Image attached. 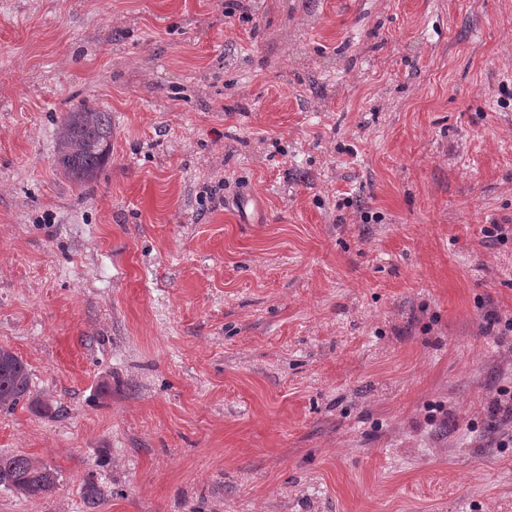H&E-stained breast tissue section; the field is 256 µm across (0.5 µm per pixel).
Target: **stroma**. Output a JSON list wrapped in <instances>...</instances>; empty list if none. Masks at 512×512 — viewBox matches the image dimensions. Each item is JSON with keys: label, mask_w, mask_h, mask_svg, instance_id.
Here are the masks:
<instances>
[{"label": "stroma", "mask_w": 512, "mask_h": 512, "mask_svg": "<svg viewBox=\"0 0 512 512\" xmlns=\"http://www.w3.org/2000/svg\"><path fill=\"white\" fill-rule=\"evenodd\" d=\"M244 3L0 0V512H512V0ZM111 140L110 112L74 107L61 121L55 149L57 169L77 184L94 180L110 159ZM30 372L14 351L0 345V411H12L20 403L37 411H49V406L42 402L31 390ZM58 474L39 466L28 457L0 456V486L14 489L31 498L49 495L56 487Z\"/></svg>", "instance_id": "obj_1"}]
</instances>
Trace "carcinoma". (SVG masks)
<instances>
[{
    "label": "carcinoma",
    "mask_w": 512,
    "mask_h": 512,
    "mask_svg": "<svg viewBox=\"0 0 512 512\" xmlns=\"http://www.w3.org/2000/svg\"><path fill=\"white\" fill-rule=\"evenodd\" d=\"M111 140L110 113L84 105L73 108L61 121L55 149L57 169L77 184L94 180L110 159ZM31 386L30 372L22 358L0 345V411H12L23 402L37 411H49V406L33 393ZM57 482V472L25 456H0V486L39 498L50 494ZM105 498L106 493L94 475H89L84 480L87 507L95 509Z\"/></svg>",
    "instance_id": "carcinoma-1"
}]
</instances>
